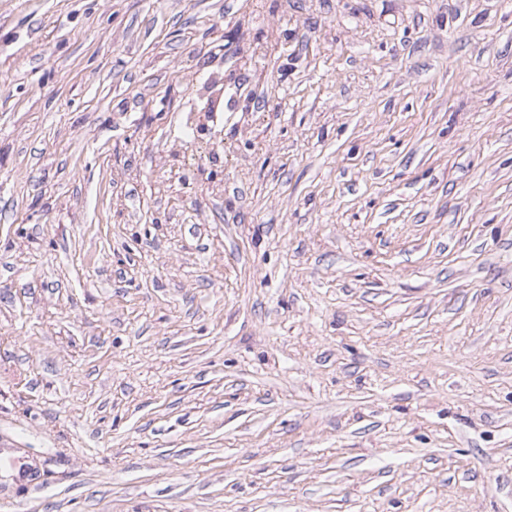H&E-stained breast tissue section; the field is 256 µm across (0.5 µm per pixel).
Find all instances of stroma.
Wrapping results in <instances>:
<instances>
[{"instance_id": "obj_1", "label": "stroma", "mask_w": 512, "mask_h": 512, "mask_svg": "<svg viewBox=\"0 0 512 512\" xmlns=\"http://www.w3.org/2000/svg\"><path fill=\"white\" fill-rule=\"evenodd\" d=\"M5 453L0 512H512V0H0Z\"/></svg>"}]
</instances>
